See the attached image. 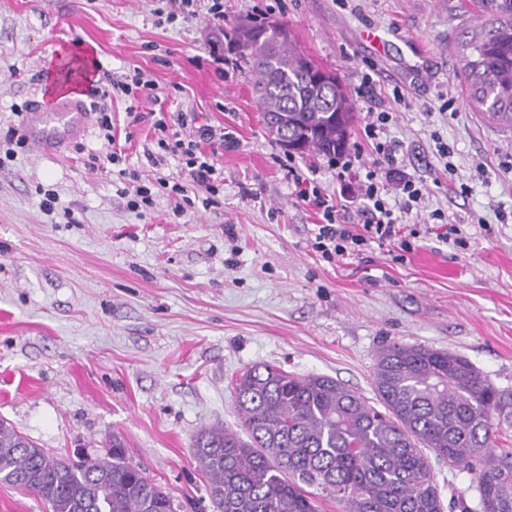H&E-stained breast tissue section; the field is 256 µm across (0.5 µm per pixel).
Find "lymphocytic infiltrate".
<instances>
[{
  "label": "lymphocytic infiltrate",
  "instance_id": "1",
  "mask_svg": "<svg viewBox=\"0 0 512 512\" xmlns=\"http://www.w3.org/2000/svg\"><path fill=\"white\" fill-rule=\"evenodd\" d=\"M391 119L388 111H371L366 115L362 138L364 147L371 150V162L363 161L362 147L357 146L329 158L328 166L335 170L342 189L338 198L327 196L320 182L309 177L296 161L285 166L298 196L321 216L312 247L325 261L362 251L372 243L393 253L414 249L420 230L416 225L403 223L402 218L418 208L424 186L409 174L401 175L394 183L383 174L385 167L395 163L401 148L399 141L385 135ZM153 129L156 149L148 154L153 166H163L175 157L181 164V173L146 182L138 170L126 167L121 153H108L106 160L116 167L117 178L134 186L128 208L141 213L153 210L162 192L180 197L181 202L175 207L179 216L198 205L207 210L219 207L224 171L216 166L213 156L233 147L232 134L202 125L192 137L184 138L171 131L162 117L154 121Z\"/></svg>",
  "mask_w": 512,
  "mask_h": 512
}]
</instances>
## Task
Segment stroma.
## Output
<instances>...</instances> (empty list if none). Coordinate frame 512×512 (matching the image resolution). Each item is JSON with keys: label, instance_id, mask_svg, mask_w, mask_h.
I'll return each mask as SVG.
<instances>
[{"label": "stroma", "instance_id": "1", "mask_svg": "<svg viewBox=\"0 0 512 512\" xmlns=\"http://www.w3.org/2000/svg\"><path fill=\"white\" fill-rule=\"evenodd\" d=\"M160 6L0 0V141L27 106L57 96L60 56L75 96L138 69L172 128L184 115L240 141L214 158L220 206L181 216L167 196L146 214L128 209L116 176L90 161L115 148L142 175L179 174L176 159L157 170L145 155L147 102L133 124L126 101L107 100L114 144L91 121L61 151L30 144L0 164V417L55 454L96 457L121 438L180 512H217L191 442L207 427L242 431L231 381L247 367L328 375L371 401L376 351L399 342L465 356L512 389V172L501 166L512 130L468 105L455 46L491 0H285L273 14L347 90L372 74L375 94L351 100V142L366 113L403 90L409 105L388 130L402 144L396 169L424 179L425 211L443 210L466 241L425 233L399 261L372 245L331 263L311 246L318 217L284 177L253 76L233 52L213 59L207 0L189 21ZM443 93L451 111L438 109ZM42 187L58 195L54 212L40 206ZM433 472L442 495L476 512L472 474Z\"/></svg>", "mask_w": 512, "mask_h": 512}]
</instances>
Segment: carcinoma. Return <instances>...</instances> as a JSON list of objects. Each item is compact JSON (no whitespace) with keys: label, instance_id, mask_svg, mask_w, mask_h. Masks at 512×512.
I'll return each instance as SVG.
<instances>
[{"label":"carcinoma","instance_id":"obj_1","mask_svg":"<svg viewBox=\"0 0 512 512\" xmlns=\"http://www.w3.org/2000/svg\"><path fill=\"white\" fill-rule=\"evenodd\" d=\"M239 58L256 77L268 132L293 150L334 155L348 146L353 112L338 80L293 45L287 26L253 22ZM466 99L512 129V0H494L479 31L457 42ZM372 387L383 410L325 375L280 366L245 369L232 397L248 439L199 432L194 456L219 512H444L431 460L478 474L481 512H512V389L494 386L466 357L384 344ZM0 483L30 491L51 512H175L161 486L127 461L114 439L103 459L58 456L0 419Z\"/></svg>","mask_w":512,"mask_h":512}]
</instances>
